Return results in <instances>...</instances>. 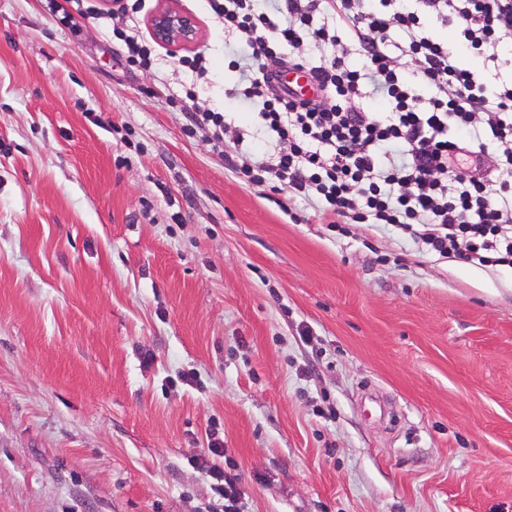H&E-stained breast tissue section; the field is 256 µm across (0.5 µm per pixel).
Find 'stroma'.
Wrapping results in <instances>:
<instances>
[{
  "label": "stroma",
  "instance_id": "35a3bbf8",
  "mask_svg": "<svg viewBox=\"0 0 512 512\" xmlns=\"http://www.w3.org/2000/svg\"><path fill=\"white\" fill-rule=\"evenodd\" d=\"M206 77L120 16L0 0V512H512V268L337 234L186 137L264 135L207 0ZM296 212L298 221L288 218ZM112 37L125 44L129 62L142 68H151L155 55L154 45L141 37L135 26H113Z\"/></svg>",
  "mask_w": 512,
  "mask_h": 512
}]
</instances>
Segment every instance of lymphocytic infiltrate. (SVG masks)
Masks as SVG:
<instances>
[{
  "instance_id": "f902f5d3",
  "label": "lymphocytic infiltrate",
  "mask_w": 512,
  "mask_h": 512,
  "mask_svg": "<svg viewBox=\"0 0 512 512\" xmlns=\"http://www.w3.org/2000/svg\"><path fill=\"white\" fill-rule=\"evenodd\" d=\"M249 73L234 96L270 137L265 162L224 150V115L191 112L187 137L211 134L242 181L308 200L331 227L390 226L420 252L477 267L512 268V85L489 89L460 62H499L512 0H208ZM453 27L455 43L432 27ZM397 54H390L392 33ZM324 50L312 64L306 47ZM295 49L292 67L318 83L306 99L268 61ZM275 94H267L269 86ZM385 100L367 112L365 95Z\"/></svg>"
}]
</instances>
